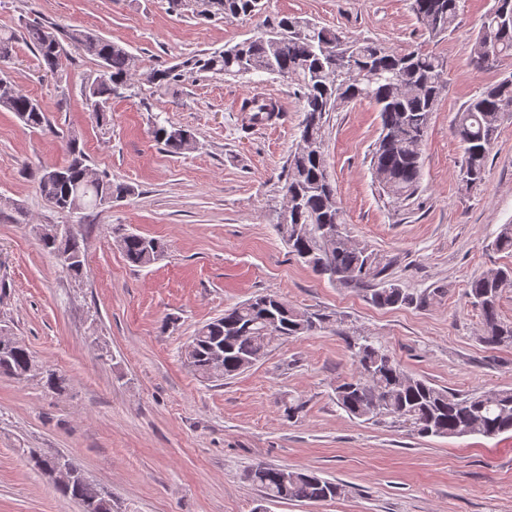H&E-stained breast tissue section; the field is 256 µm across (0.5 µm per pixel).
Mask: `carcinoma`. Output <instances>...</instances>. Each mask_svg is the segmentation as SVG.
Segmentation results:
<instances>
[{"label":"carcinoma","mask_w":512,"mask_h":512,"mask_svg":"<svg viewBox=\"0 0 512 512\" xmlns=\"http://www.w3.org/2000/svg\"><path fill=\"white\" fill-rule=\"evenodd\" d=\"M208 10L228 16L255 15L262 0H202ZM459 0H411V10L430 37L439 38L451 29L458 15ZM31 48L43 70L56 73L66 56V47L98 62L95 76L87 79L82 96L96 121L108 122L112 99L130 89L133 79L131 54L121 45L81 26L62 32L42 24L25 27L19 37L0 29V60L12 57L15 43ZM477 62L512 55V0H496L472 45ZM183 68L234 77L264 74L288 78L303 104L304 118L299 140L309 145L296 147L288 158L283 189L299 197L289 223L275 224L290 252L315 272L344 288H353L372 305L389 308L413 303V297L391 280L380 278L389 263L375 252L355 244L347 231L336 233L323 246L320 226H344L342 209L328 172L324 125L326 116L355 100H368L379 113L381 133L372 154L375 179L394 202L412 199L421 185L422 147L432 112L445 89L444 57L432 50L399 52L364 39L344 38L325 27L285 17L264 31L221 51L199 58L191 56ZM512 104V77L485 87L457 113L455 131L464 145L463 181L473 187L485 177L491 144L505 107ZM0 106L15 113L24 125L42 128L47 118L41 105L0 78ZM251 120H269L276 112L270 99L256 92L240 107ZM172 124L155 120L154 139L171 154L195 148L194 140L174 138ZM69 159L64 178L52 179L47 169L36 172L41 194L55 208L78 212L101 208L112 199L135 194L129 184L115 182L112 175L98 172L100 181L91 183L92 170L77 137L66 141ZM51 255L65 252L78 259L67 272L79 278L85 267V252L76 233L64 238L41 239ZM499 251L512 253V224L501 225L493 242ZM125 259L134 266L148 267L163 254L157 239L127 233L119 239ZM512 286V267L489 271L468 283L467 295L482 314V340L493 346H512V323L501 320L500 295ZM324 319L292 307L275 295H259L224 310V315L198 329L185 349V358L202 378L209 379L211 348L224 349V378L231 379L255 366L269 352L273 336L286 339L304 336L321 326ZM356 371L335 388L337 404L350 416L365 421L390 418L403 423L422 437L469 435L496 437L512 432V389L476 391L461 395L437 388L407 372L388 351L369 336L348 339ZM42 376L45 386L61 393L67 378L43 370L26 346L16 348L0 360V377L28 380ZM249 479L270 499L322 502L340 494L337 484L314 473L257 464ZM62 497L93 508L112 512L108 491L88 480L54 486Z\"/></svg>","instance_id":"cac0c4a2"}]
</instances>
